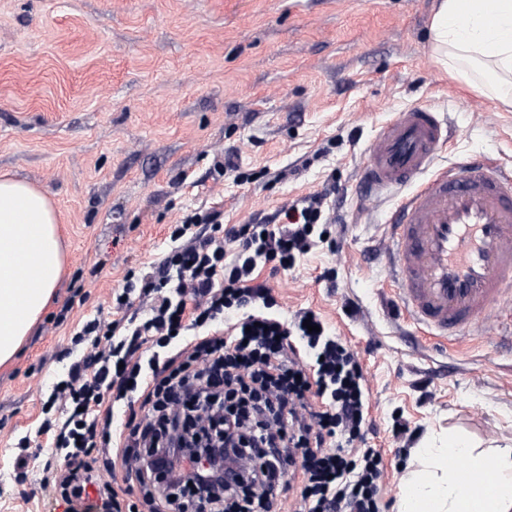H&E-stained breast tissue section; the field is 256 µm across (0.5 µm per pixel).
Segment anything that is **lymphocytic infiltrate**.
Returning a JSON list of instances; mask_svg holds the SVG:
<instances>
[{
    "mask_svg": "<svg viewBox=\"0 0 512 512\" xmlns=\"http://www.w3.org/2000/svg\"><path fill=\"white\" fill-rule=\"evenodd\" d=\"M326 205L315 194L268 223L227 229L215 211L171 225L159 265L113 292L116 319L74 329L35 434L15 440L16 480L43 447L44 481L66 503L93 496L103 512H133L137 486L150 512H185L226 463L240 474L211 512H273L285 474L272 451L286 443L302 459L294 512H384L383 456L360 445L359 359L318 312L278 317L257 276L311 249ZM119 401L130 413L116 433Z\"/></svg>",
    "mask_w": 512,
    "mask_h": 512,
    "instance_id": "obj_1",
    "label": "lymphocytic infiltrate"
}]
</instances>
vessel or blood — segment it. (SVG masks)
<instances>
[{"label": "vessel or blood", "mask_w": 512, "mask_h": 512, "mask_svg": "<svg viewBox=\"0 0 512 512\" xmlns=\"http://www.w3.org/2000/svg\"><path fill=\"white\" fill-rule=\"evenodd\" d=\"M451 126L434 108L396 114L358 178L368 200L394 196L385 252L406 319L452 342L512 337V173L482 161L435 168Z\"/></svg>", "instance_id": "b4317fda"}]
</instances>
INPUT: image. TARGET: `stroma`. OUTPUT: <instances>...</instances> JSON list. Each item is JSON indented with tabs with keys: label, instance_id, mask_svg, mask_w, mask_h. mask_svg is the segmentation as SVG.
I'll return each mask as SVG.
<instances>
[{
	"label": "stroma",
	"instance_id": "35a3bbf8",
	"mask_svg": "<svg viewBox=\"0 0 512 512\" xmlns=\"http://www.w3.org/2000/svg\"><path fill=\"white\" fill-rule=\"evenodd\" d=\"M433 12L434 0H0V174L49 195L66 253L54 300L0 367V512H100L44 487L37 459L22 497L12 438L35 429L72 328L110 318L127 270L168 251V225L214 209L224 227L249 224L327 188L329 236L260 280L282 315L320 312L357 353L386 512L424 439L512 445V347L417 333L383 286L391 204L357 185L380 129L412 107L450 117L438 166L512 171V112L433 60ZM230 150L239 173L213 177Z\"/></svg>",
	"mask_w": 512,
	"mask_h": 512
}]
</instances>
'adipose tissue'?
<instances>
[{
  "label": "adipose tissue",
  "instance_id": "adipose-tissue-1",
  "mask_svg": "<svg viewBox=\"0 0 512 512\" xmlns=\"http://www.w3.org/2000/svg\"><path fill=\"white\" fill-rule=\"evenodd\" d=\"M432 57L444 69L512 107V0H437ZM58 219L47 194L0 176V366L17 353L50 304L63 273ZM398 512H512V448L480 450L448 436L416 451ZM493 472V484L462 470Z\"/></svg>",
  "mask_w": 512,
  "mask_h": 512
}]
</instances>
